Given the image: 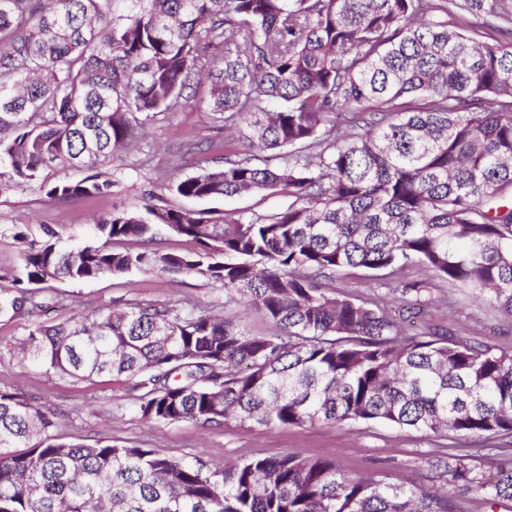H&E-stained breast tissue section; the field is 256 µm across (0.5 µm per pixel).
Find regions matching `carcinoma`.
I'll return each mask as SVG.
<instances>
[{
    "instance_id": "cac0c4a2",
    "label": "carcinoma",
    "mask_w": 512,
    "mask_h": 512,
    "mask_svg": "<svg viewBox=\"0 0 512 512\" xmlns=\"http://www.w3.org/2000/svg\"><path fill=\"white\" fill-rule=\"evenodd\" d=\"M0 0V165L59 201L112 194L103 163L194 81L250 158L185 176L176 192L214 199L286 194L288 207L229 220L146 201L64 249L46 227L0 273V314L30 320L21 358L75 380L124 377L149 422L235 420L250 427L375 422L446 438H512V356L435 328L400 324L432 282L388 283L391 307L336 294L348 269L416 263L512 320V45L473 38L416 0ZM512 19V0H438ZM276 102L265 109L261 101ZM166 232L186 254L141 250ZM121 241L127 247L112 248ZM132 271L182 273L224 287L271 320L198 307L129 304L46 325L33 286ZM20 391L0 388V512H457V496L512 501V460L486 471L448 451L428 459L439 485L349 475L322 457H254L232 466L159 448L63 441Z\"/></svg>"
}]
</instances>
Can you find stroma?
Listing matches in <instances>:
<instances>
[{
    "instance_id": "1",
    "label": "stroma",
    "mask_w": 512,
    "mask_h": 512,
    "mask_svg": "<svg viewBox=\"0 0 512 512\" xmlns=\"http://www.w3.org/2000/svg\"><path fill=\"white\" fill-rule=\"evenodd\" d=\"M209 86L195 85L176 111L158 116L138 135L134 146L116 151L106 165L112 174L111 195L93 200L57 202L40 183L13 185L9 172L0 173V270L19 266L16 233L41 237L52 227L61 245L79 247L89 240L95 219L115 210L140 207L144 198L166 208H214L225 217L262 215L288 205L284 194L247 193L233 199L201 202L178 195L174 184L225 159L252 156L248 141L231 139L208 108ZM336 292L359 303L383 295V274L346 270L334 281ZM43 294L51 296L46 324L68 321L77 313L94 314L108 307L132 303L169 302L179 307L197 304L228 318L242 320L255 335L276 334V327L259 311L238 298H228L220 285L176 273L135 271L121 277L86 282H51ZM423 328L448 326L458 338L485 343L512 353V323L480 299L445 283L431 290L421 316ZM28 328L26 319L0 315V387L19 389L52 413L55 433L65 441L94 443L106 438L114 444L141 443L180 459L202 458L232 465L252 457L284 454L333 459L350 474L379 472L391 482L432 485L434 478L424 460L435 451L434 438L380 423L347 422L341 425L271 426L254 428L236 421L202 426L183 420L148 422L133 406L128 380L109 376L76 381L46 372L14 355L17 340ZM451 446L483 468L512 458V439L484 435L451 437Z\"/></svg>"
}]
</instances>
